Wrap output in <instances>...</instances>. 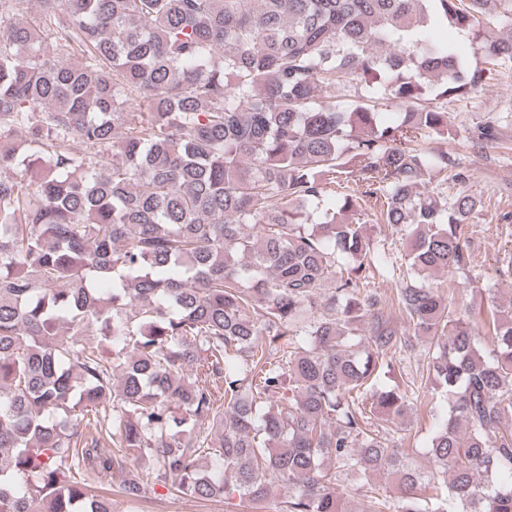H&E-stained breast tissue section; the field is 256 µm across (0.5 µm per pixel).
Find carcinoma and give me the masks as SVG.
<instances>
[{
    "instance_id": "obj_1",
    "label": "carcinoma",
    "mask_w": 512,
    "mask_h": 512,
    "mask_svg": "<svg viewBox=\"0 0 512 512\" xmlns=\"http://www.w3.org/2000/svg\"><path fill=\"white\" fill-rule=\"evenodd\" d=\"M19 2L0 0V512H112L88 476L142 459L199 500L261 503L275 478L281 512H352L343 476L365 512H512V311L486 313V355L431 280L469 271L480 201L448 197L468 175L422 146L512 71L489 31L512 0H38L26 23ZM364 207L408 239L394 299L436 338L430 388L390 377L407 339L361 291L391 274ZM436 396L427 469L384 423ZM146 491L128 471L124 496Z\"/></svg>"
}]
</instances>
